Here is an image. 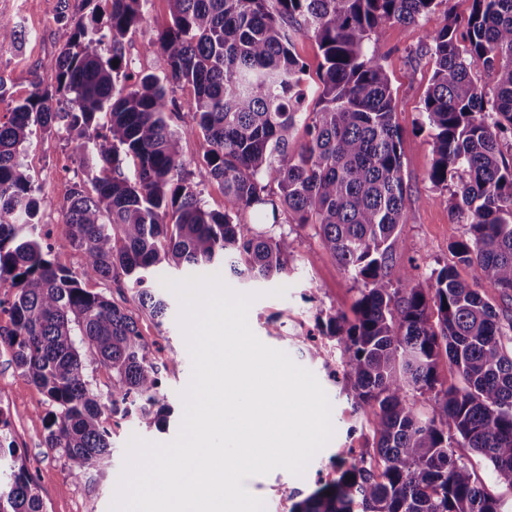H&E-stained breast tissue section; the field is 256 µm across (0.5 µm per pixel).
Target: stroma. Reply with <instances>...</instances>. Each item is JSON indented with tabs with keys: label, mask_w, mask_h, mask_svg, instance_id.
Here are the masks:
<instances>
[{
	"label": "stroma",
	"mask_w": 512,
	"mask_h": 512,
	"mask_svg": "<svg viewBox=\"0 0 512 512\" xmlns=\"http://www.w3.org/2000/svg\"><path fill=\"white\" fill-rule=\"evenodd\" d=\"M104 8L103 0H0V28H19L25 33L21 46L0 50V80L15 97L29 96L38 82L49 80L63 51L57 30L58 16L65 12L77 17ZM148 15V25L127 37L125 59L135 67L161 75L166 71L163 58L145 55L143 46L157 30L168 25V0H149ZM431 28V23L426 21L388 24L379 50L402 132L403 179L415 200L414 205L407 207L399 226L409 249L397 255L393 270L408 273L412 282L423 288L433 286L432 271L456 265L449 246L464 238L467 231L466 225L457 222L449 212V190L435 188L426 177L433 143L420 124L423 100L434 70L426 49ZM175 97L171 125L180 140L187 176L198 184L207 209L223 211V186L208 178L198 165L206 142L200 129L186 116L194 100L192 87L180 85ZM20 158L41 189V221L51 232L49 242L55 263L79 270L82 258L66 239L58 205L70 195L75 184L98 175V166L91 159L75 156L65 133H47L38 127L34 128ZM274 231L283 235L292 255L288 276L253 282L227 276L219 265L212 266L211 271L222 275L231 289L256 294L249 311V324L255 335L313 372L332 406L333 437L311 460L303 476L277 469L242 481L250 493L265 500L267 512H291L294 502L339 477L341 461L353 457L374 460L376 448L372 410L356 406L349 380L330 377L323 360L337 358L338 352L315 329V317L319 313H351L359 296V285L323 249L313 227L284 224L275 226ZM167 300V317L156 320L141 316L139 328L149 341L153 355L163 365L162 392L171 409L168 421L163 428H147L122 415H108L112 460L102 474L80 481L70 476L69 461L45 445L46 431L41 419L50 409L46 395L20 374L10 350L0 346V412L9 420L10 440L37 478L45 512H109L130 437L137 435L149 441L167 442L176 436L183 413L180 393L189 383L191 362L177 322L178 299L171 294ZM315 343L322 345L324 358L310 355Z\"/></svg>",
	"instance_id": "35a3bbf8"
}]
</instances>
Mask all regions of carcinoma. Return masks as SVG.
Listing matches in <instances>:
<instances>
[{
    "label": "carcinoma",
    "instance_id": "carcinoma-1",
    "mask_svg": "<svg viewBox=\"0 0 512 512\" xmlns=\"http://www.w3.org/2000/svg\"><path fill=\"white\" fill-rule=\"evenodd\" d=\"M109 2L104 19L57 18L64 51L48 89L16 100L0 80V313L11 323L0 344L48 398L47 447L80 480L110 463L108 414L134 412L145 427L167 418L161 369L133 311L83 280L127 283L135 309L162 319L169 304L151 286L157 270L221 264L239 280L288 275L291 252L272 230L283 221L313 226L362 284L353 317L319 314L316 327L335 342L356 403L375 415L379 457L375 468L341 467L292 512H502L454 448L480 454L512 488V319L473 288L490 280L512 297V0H471L464 22L445 11L428 32L427 179L455 187L450 210L468 229L450 251L472 271L469 283L445 266L428 289L393 273L410 198L379 46L387 24L428 21L447 0H169L171 23L145 46L164 58L162 76L124 59L128 35L149 21L148 0ZM292 28L323 54L312 109ZM477 69L493 76V95ZM177 84L194 89L187 118L207 144L202 168L224 185L222 213L205 208L185 175L168 120ZM300 124L307 140L295 148ZM34 125L64 130L103 172L59 204L78 272L51 258L40 188L19 159ZM128 157L133 180L122 173ZM267 206L271 228L259 230ZM444 357L462 385L440 381ZM92 365L112 371L105 402ZM411 392L430 395L438 413H418ZM7 429L0 412V512H43Z\"/></svg>",
    "mask_w": 512,
    "mask_h": 512
}]
</instances>
